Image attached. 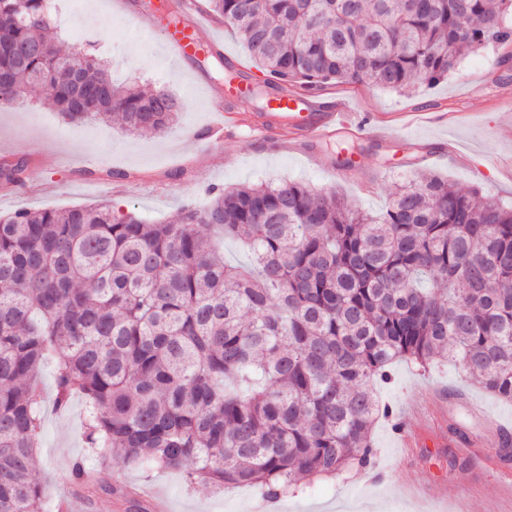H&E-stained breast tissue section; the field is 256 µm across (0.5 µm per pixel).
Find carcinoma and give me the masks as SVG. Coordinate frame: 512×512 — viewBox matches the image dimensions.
Returning a JSON list of instances; mask_svg holds the SVG:
<instances>
[{
  "mask_svg": "<svg viewBox=\"0 0 512 512\" xmlns=\"http://www.w3.org/2000/svg\"><path fill=\"white\" fill-rule=\"evenodd\" d=\"M265 76L310 93L333 81L414 92L464 51L512 41V0H207ZM47 0H0L14 51L0 73L67 122L160 132L162 89L117 85L107 64L49 41ZM25 161L0 162L24 183ZM175 224L107 206L0 215V512H44L33 464L35 376L56 363V406L85 399L102 468L182 469L186 484L250 486L269 499L303 478L369 469L376 391L403 359L460 365L512 401V209L433 174L379 217L303 183L211 189ZM240 242L248 268L219 239ZM73 479L148 512L82 466Z\"/></svg>",
  "mask_w": 512,
  "mask_h": 512,
  "instance_id": "carcinoma-1",
  "label": "carcinoma"
}]
</instances>
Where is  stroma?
Masks as SVG:
<instances>
[{"mask_svg": "<svg viewBox=\"0 0 512 512\" xmlns=\"http://www.w3.org/2000/svg\"><path fill=\"white\" fill-rule=\"evenodd\" d=\"M50 35L58 46H88L108 66L114 82L166 89L180 104L177 123L164 132H131L120 124L64 122L40 94L24 105L0 103V160L27 158L24 185L0 183V214L19 209L107 205L136 211L154 224L175 222L184 204L204 206L207 188L295 181L337 191L356 209L385 212L389 194L417 172H434L457 188L477 190L481 201L512 206V108L500 97L512 87V44L489 45L461 56L447 79L415 93L386 91L360 82H332L315 91L318 102L345 99L364 121L386 126L378 140L340 136L280 150V126L267 133L238 134L229 148L213 147L196 132L216 115L207 108L211 86L220 84L214 59L177 64L159 32L139 29L123 0H54ZM349 149L353 163L338 174L336 151ZM392 381L380 386L392 415L372 430L375 468L350 478L321 479L270 502L254 488H188L182 472H145L113 464L107 477L129 487L149 486L166 498L170 512H512V479L496 477L481 451L501 437L455 400L482 407L512 427V402H503L467 379L459 366L424 369L399 361ZM43 413L35 476L46 512L72 482L73 464L97 466L84 439L85 401L74 397L66 411L53 405L55 371H39ZM479 449L463 447L471 435Z\"/></svg>", "mask_w": 512, "mask_h": 512, "instance_id": "stroma-1", "label": "stroma"}]
</instances>
